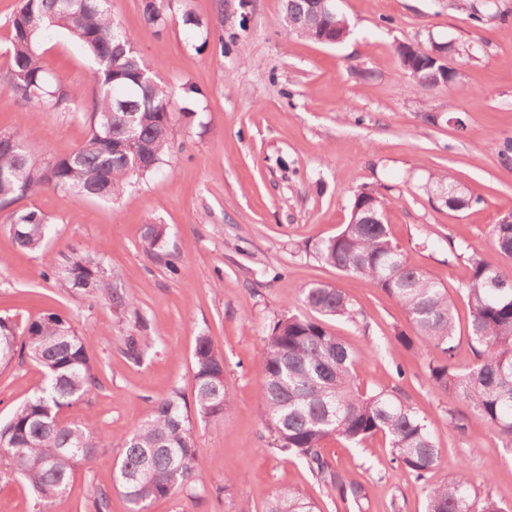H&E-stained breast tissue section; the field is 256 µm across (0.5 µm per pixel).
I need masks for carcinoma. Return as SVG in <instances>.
I'll list each match as a JSON object with an SVG mask.
<instances>
[{"mask_svg":"<svg viewBox=\"0 0 512 512\" xmlns=\"http://www.w3.org/2000/svg\"><path fill=\"white\" fill-rule=\"evenodd\" d=\"M142 14L147 24L162 27L164 0H142ZM285 24L288 31L307 39L318 33L308 0H286ZM9 26L6 88L12 94L48 112H67L82 98L81 89L50 75L39 50L42 33L58 29L95 61L89 74L94 97L88 137L68 156L44 162L32 155L21 137L9 135L0 142L1 210L41 188L114 200L134 181L166 164L172 148L170 90L154 79L112 14L109 0H78L73 11L64 0H21ZM398 56L421 87L455 82V76L447 77L429 64L426 49L410 45ZM384 209L379 194L359 191L349 222L318 244L317 258L389 294L418 335L440 353L429 363L433 385L467 401L475 419L498 431L512 447V276L476 252L460 253L470 270L464 292L471 307L470 341L477 363L466 372L456 371L454 300L431 273L407 263L389 225L378 223ZM9 218L10 232L22 249L38 250L54 234L53 225L37 210L13 212ZM490 239L495 253L512 262V224L492 225ZM144 240L150 250H161L166 229L149 224ZM64 277L74 288L108 294L118 309L133 304L131 297L111 290L89 257L69 261ZM304 302L315 317L279 318L265 342L260 416L271 445L302 457L340 501L357 503L364 497L362 484L329 465L323 444L337 438L358 446L380 433L392 460L422 483L428 512H505L492 497L476 493L464 466L449 480L426 483L439 462L432 417L396 389L366 393L356 386L355 354L325 326L327 320L357 315L346 289L316 283L305 291ZM17 356L39 365L47 380L0 426V454L11 460L39 503L46 505L65 494L78 469L93 461L95 449L111 440L97 434L89 421L59 417L98 383L95 367L69 321L50 313L20 333L11 320L1 317L0 365ZM193 377L198 416L224 422L232 405L224 354L205 334L196 337ZM119 448L113 488L127 499L130 512H146L149 503L177 496L203 471L189 413L176 395L155 401L149 417L121 439ZM267 512H318V507L304 492L284 488L274 495Z\"/></svg>","mask_w":512,"mask_h":512,"instance_id":"carcinoma-1","label":"carcinoma"}]
</instances>
